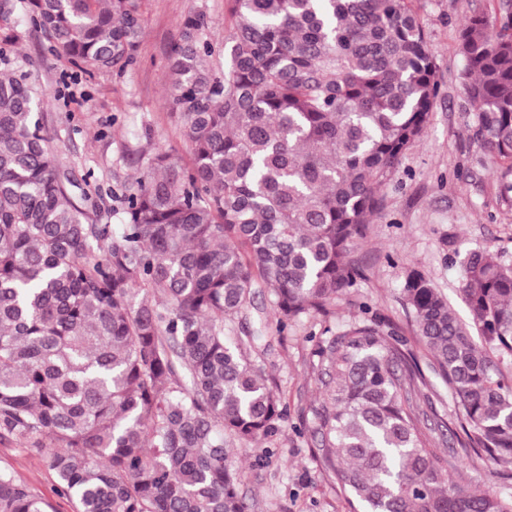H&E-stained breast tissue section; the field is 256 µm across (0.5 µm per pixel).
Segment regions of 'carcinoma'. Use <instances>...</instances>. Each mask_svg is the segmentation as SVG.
<instances>
[{"label": "carcinoma", "mask_w": 512, "mask_h": 512, "mask_svg": "<svg viewBox=\"0 0 512 512\" xmlns=\"http://www.w3.org/2000/svg\"><path fill=\"white\" fill-rule=\"evenodd\" d=\"M227 2L223 66L203 13L166 58L191 160L156 147L116 230L75 192L37 76L0 69V436L39 450L76 512H250L224 436L275 437L287 405L224 320L258 287L281 332L329 313L362 277L353 248L439 96L418 0ZM26 11L82 73L137 55L140 0H26ZM20 39L12 0H0V64ZM456 50L465 130L505 178L512 0L469 16ZM459 282L472 328L422 274L402 286L462 409L448 458L512 462V384L492 359L512 357V261L471 250ZM385 327L354 321L318 349V451L350 512H512V496L442 478L413 401L423 373ZM0 512L53 507L0 470Z\"/></svg>", "instance_id": "obj_1"}]
</instances>
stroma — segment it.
I'll use <instances>...</instances> for the list:
<instances>
[{"label":"stroma","mask_w":512,"mask_h":512,"mask_svg":"<svg viewBox=\"0 0 512 512\" xmlns=\"http://www.w3.org/2000/svg\"><path fill=\"white\" fill-rule=\"evenodd\" d=\"M500 0H420L419 14L436 55L440 93L429 126L409 149L381 189L384 207L358 241L354 255L364 277L337 298L328 316H309L287 331L276 328L271 297L256 289L249 309L224 322V333L244 337L257 316L267 319L265 337L247 355L277 387L288 408L280 433L272 440L237 442L240 491L252 512H349L334 475L316 450V412L324 400L318 381L316 345L310 331L338 330L362 318L364 309L385 319L406 347L427 368L433 357L414 333L401 301L405 271L414 269L447 297L463 322H471L459 289V261L472 249L490 248L512 259V204L504 186L479 163L481 152L467 137L456 53L459 25L476 12L493 13ZM144 34L137 60L123 72L86 75L47 52L41 35L24 30L11 67L36 71L46 95L43 113L73 178L94 177L89 191L101 207L100 223L121 222V194L132 187L147 164L153 145L176 149L189 157L180 118L168 103L165 69L170 45L183 21L206 13L216 50L224 48L226 0H143ZM414 402L428 423L453 422L461 410L447 385L429 372L417 384ZM442 473L463 470L468 486L512 495V463L488 457L449 460L439 447ZM0 469L11 471L55 512H76L72 500L57 493L56 476L44 456L0 437Z\"/></svg>","instance_id":"obj_1"}]
</instances>
